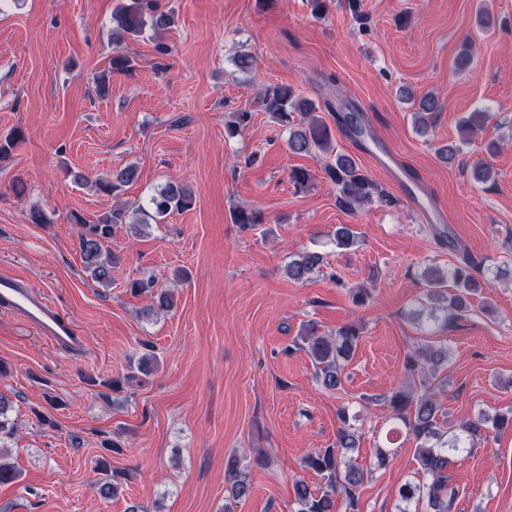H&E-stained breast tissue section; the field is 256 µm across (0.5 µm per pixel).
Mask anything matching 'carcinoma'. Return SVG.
Listing matches in <instances>:
<instances>
[{
	"mask_svg": "<svg viewBox=\"0 0 512 512\" xmlns=\"http://www.w3.org/2000/svg\"><path fill=\"white\" fill-rule=\"evenodd\" d=\"M112 21L116 41L124 37L135 39L146 29L160 31L173 23L172 14L159 8L158 0H119ZM264 110L281 126L288 128V149L296 154L319 153L334 155L324 172L336 186L337 205L355 214L371 202L377 187L364 172L355 157L348 154H333L331 133L328 125L317 115L313 102L296 93L291 87H269L263 94ZM420 111L415 115V124L420 129L430 126L436 112L440 111L438 100L427 95L421 98ZM301 118L294 119V114ZM252 119V113L243 110L235 114V121L225 125V134L234 138ZM23 140L19 129L0 139V161L9 157L12 149ZM137 172L132 167L112 172L111 177L97 179L94 185L103 194L110 195L132 182ZM192 192L182 186L170 184L151 198L155 214L164 217L174 210H184L191 204ZM236 224L252 226L263 223L258 210L238 207L233 212ZM79 225V247L90 276L97 283L107 286L112 281L114 257L108 248L114 226L127 224L125 209H112L89 223L74 216ZM336 248L349 249L358 243L357 233L348 226L336 229ZM324 264L318 252L304 251L288 263V277L304 281ZM512 277V269L498 267L487 272L470 256L444 269L425 266L419 276L426 288V303L415 313L418 319H426L423 337L416 341L404 361L405 375L410 383L393 389L386 396L388 406L395 419L401 421L415 441L414 455L424 479L408 481L399 489V501L403 507L399 512H413V508L425 504L427 512H452L455 492L448 487V469L459 456L469 452L475 442L488 433L505 432L512 429V409L494 414L479 413L467 418L450 430L444 420L445 412L438 398V374L447 366L450 349L432 340V336L448 330L466 317L471 310L470 299L483 286H490L504 276ZM361 331L354 324L340 327L334 333L319 329L317 323L304 324L293 344L306 352L315 369V381L323 389L335 391L344 384V368L353 357L360 342ZM9 401L0 396V484H9L18 478L13 465L3 461L1 450L5 440L14 435L15 427L7 417ZM341 426L336 441L328 448L307 453L304 466L314 471L321 484L313 489L303 479L293 483V512H335L336 497L345 495L350 507L357 506L356 492L367 476L351 456L357 447L359 435L351 427L347 408L339 410ZM230 500L236 502L249 496L251 484L247 467L241 460L231 457L225 465Z\"/></svg>",
	"mask_w": 512,
	"mask_h": 512,
	"instance_id": "cac0c4a2",
	"label": "carcinoma"
}]
</instances>
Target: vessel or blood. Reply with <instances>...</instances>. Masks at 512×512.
I'll return each mask as SVG.
<instances>
[{
  "instance_id": "vessel-or-blood-1",
  "label": "vessel or blood",
  "mask_w": 512,
  "mask_h": 512,
  "mask_svg": "<svg viewBox=\"0 0 512 512\" xmlns=\"http://www.w3.org/2000/svg\"><path fill=\"white\" fill-rule=\"evenodd\" d=\"M0 311L14 315L61 352L78 355L86 346L75 321L18 276L0 274Z\"/></svg>"
}]
</instances>
